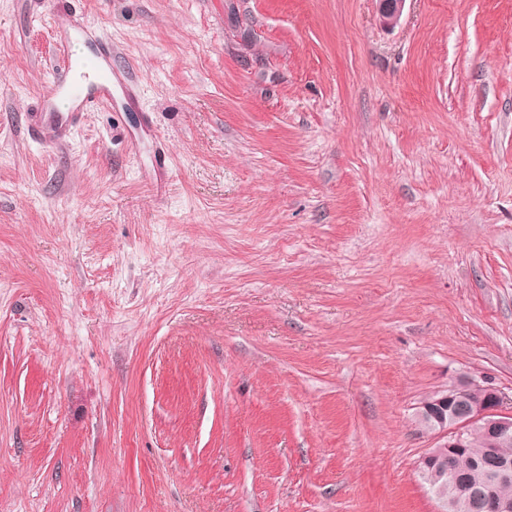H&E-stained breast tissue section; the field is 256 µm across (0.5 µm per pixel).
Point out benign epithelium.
Instances as JSON below:
<instances>
[{"label": "benign epithelium", "instance_id": "1", "mask_svg": "<svg viewBox=\"0 0 512 512\" xmlns=\"http://www.w3.org/2000/svg\"><path fill=\"white\" fill-rule=\"evenodd\" d=\"M378 17L395 25L406 0H376ZM421 421L439 435L440 443L422 461L431 468L433 481L448 475V461L468 447L470 436L482 432L495 441L512 438V402L497 388L473 378L456 381L430 396L421 406ZM448 512H512V498L502 496L491 483L469 486L464 496L442 500Z\"/></svg>", "mask_w": 512, "mask_h": 512}]
</instances>
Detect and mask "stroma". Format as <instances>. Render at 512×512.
Instances as JSON below:
<instances>
[{
  "label": "stroma",
  "mask_w": 512,
  "mask_h": 512,
  "mask_svg": "<svg viewBox=\"0 0 512 512\" xmlns=\"http://www.w3.org/2000/svg\"><path fill=\"white\" fill-rule=\"evenodd\" d=\"M72 7L139 101L30 137L0 0V512H439L422 403L512 396V0Z\"/></svg>",
  "instance_id": "obj_1"
}]
</instances>
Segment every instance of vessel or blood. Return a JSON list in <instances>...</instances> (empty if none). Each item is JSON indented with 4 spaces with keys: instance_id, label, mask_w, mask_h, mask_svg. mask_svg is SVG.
<instances>
[{
    "instance_id": "vessel-or-blood-1",
    "label": "vessel or blood",
    "mask_w": 512,
    "mask_h": 512,
    "mask_svg": "<svg viewBox=\"0 0 512 512\" xmlns=\"http://www.w3.org/2000/svg\"><path fill=\"white\" fill-rule=\"evenodd\" d=\"M54 18L65 43V63L35 112L31 128L51 130L61 142L84 112L97 106L124 108L135 100L136 93L127 73L113 67L112 44L95 27L59 12Z\"/></svg>"
}]
</instances>
